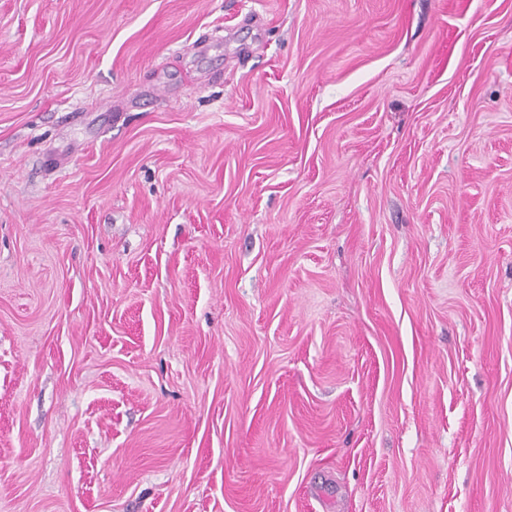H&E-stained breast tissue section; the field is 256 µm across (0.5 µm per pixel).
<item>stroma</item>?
<instances>
[{
	"label": "stroma",
	"instance_id": "1",
	"mask_svg": "<svg viewBox=\"0 0 512 512\" xmlns=\"http://www.w3.org/2000/svg\"><path fill=\"white\" fill-rule=\"evenodd\" d=\"M0 512H512V0H0Z\"/></svg>",
	"mask_w": 512,
	"mask_h": 512
}]
</instances>
